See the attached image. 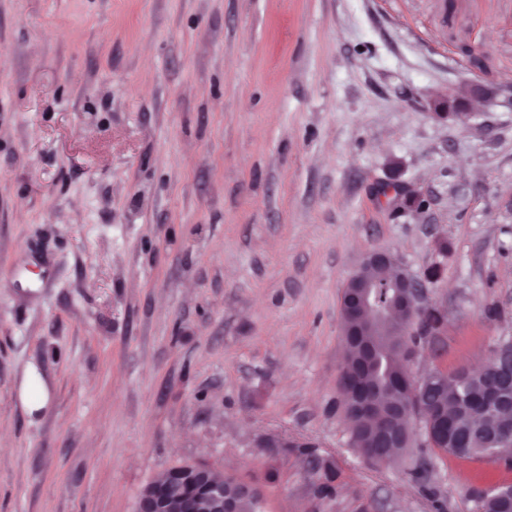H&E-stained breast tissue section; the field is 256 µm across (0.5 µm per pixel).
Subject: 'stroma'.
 Listing matches in <instances>:
<instances>
[{"label":"stroma","mask_w":512,"mask_h":512,"mask_svg":"<svg viewBox=\"0 0 512 512\" xmlns=\"http://www.w3.org/2000/svg\"><path fill=\"white\" fill-rule=\"evenodd\" d=\"M379 249L440 269L415 374L512 338V0H0V512H134L198 462L267 512H479L512 468L352 444L341 294Z\"/></svg>","instance_id":"obj_1"}]
</instances>
